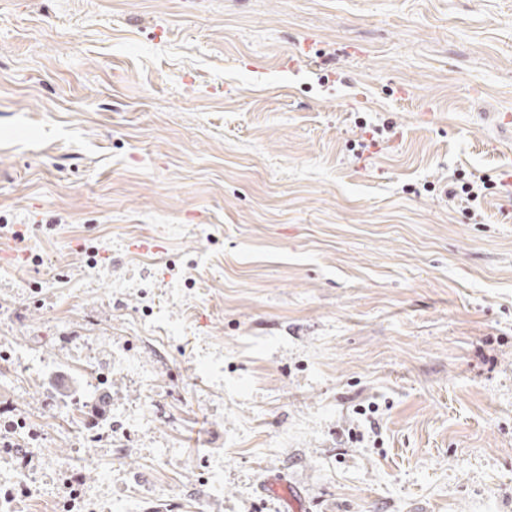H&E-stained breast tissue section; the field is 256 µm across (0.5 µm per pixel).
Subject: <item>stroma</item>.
<instances>
[{
	"instance_id": "stroma-1",
	"label": "stroma",
	"mask_w": 512,
	"mask_h": 512,
	"mask_svg": "<svg viewBox=\"0 0 512 512\" xmlns=\"http://www.w3.org/2000/svg\"><path fill=\"white\" fill-rule=\"evenodd\" d=\"M507 171L512 0H0V404L37 491L512 512V199L444 195ZM479 182L473 180L459 185L458 180H456L452 185H448V201L460 199L461 202L464 201L472 205L483 195V190H487L489 186L485 179L479 178ZM34 427H30L27 421L18 417L16 420H6L0 422V456H9L11 461L15 462V466L22 471H30L37 468L41 459L40 452L37 450L36 443L40 436L31 432ZM23 433L27 441L22 444L19 440ZM35 435V436H34ZM84 483L83 476L74 470L60 473L57 485V494L69 508L76 507V500H80L79 487Z\"/></svg>"
}]
</instances>
